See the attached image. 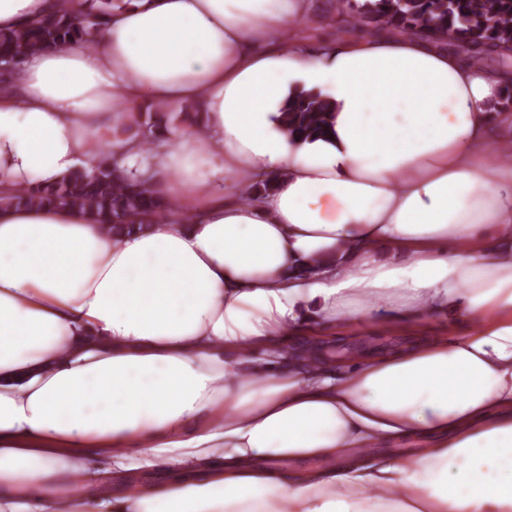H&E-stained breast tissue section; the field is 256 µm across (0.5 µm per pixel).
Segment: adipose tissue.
<instances>
[{"mask_svg": "<svg viewBox=\"0 0 512 512\" xmlns=\"http://www.w3.org/2000/svg\"><path fill=\"white\" fill-rule=\"evenodd\" d=\"M55 8L0 0V31ZM310 9L120 0L0 93V196L93 173L140 103L203 116L115 148L164 218L0 209V512H512V76L351 18L311 39ZM303 92L326 135L281 126ZM372 315L450 331L283 348Z\"/></svg>", "mask_w": 512, "mask_h": 512, "instance_id": "1", "label": "adipose tissue"}]
</instances>
